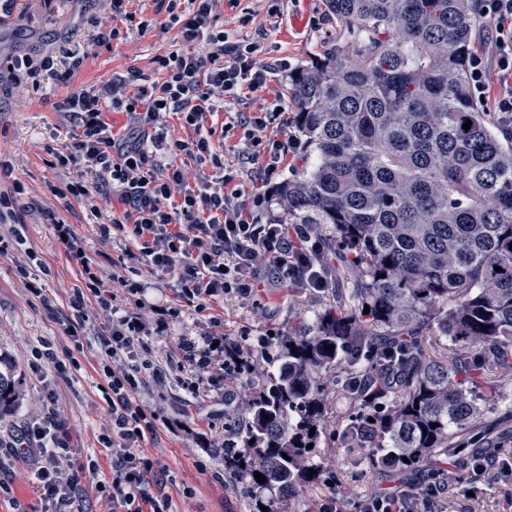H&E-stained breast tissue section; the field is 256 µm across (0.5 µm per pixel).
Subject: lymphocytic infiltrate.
Here are the masks:
<instances>
[{
  "label": "lymphocytic infiltrate",
  "mask_w": 512,
  "mask_h": 512,
  "mask_svg": "<svg viewBox=\"0 0 512 512\" xmlns=\"http://www.w3.org/2000/svg\"><path fill=\"white\" fill-rule=\"evenodd\" d=\"M215 0H167L169 26L178 28L180 45L154 59L157 80L140 85V73L113 77L100 91H73L53 109L73 124L76 134L69 151L57 154L61 166L74 167L76 177L66 186L75 201L100 215L99 204L118 196L122 212L104 216L97 226L102 239L113 231L130 230L134 248L126 249L127 273L113 280L134 307L120 311L105 287L98 264L84 248L85 239L73 225L56 221L52 229L79 266L81 285L70 299L64 333L82 347L79 330L88 301H96L107 320L99 338L103 375L111 392L112 512H171L168 480L155 459L138 452L143 434L155 430L156 414L141 405L137 393L144 382L138 363L146 348L148 325L138 305L144 284L134 281L139 267L175 274L174 288L186 305H204L227 296L253 299L256 271L269 267L277 284L313 293L329 286L323 246L309 225L258 223L252 212L270 207L269 193L244 201L237 187V170L227 169L224 149L214 140L208 115L216 104L235 107L223 134L238 133L247 144L242 164H256L264 180H272L286 153H297L301 141L268 137L269 127L289 126L281 99H267L264 91L272 75L287 71L286 60L261 61L260 42L232 40L216 28ZM477 12L489 22L467 58L473 99L492 98L499 130L512 135V0H480ZM138 92H130L132 83ZM250 111H243V104ZM127 113L130 130L114 136L105 122V108ZM178 115L188 139H174L160 122L163 114ZM194 158L210 173L188 177L177 165L179 155ZM102 215V214H101ZM219 334L203 332L182 341L183 366L192 373L193 396L208 392L221 380L238 377L243 367L224 355ZM48 405L35 420L18 427L8 446L17 456L33 459L34 479L42 512H75L81 478L64 468L74 444L55 406L53 389H46ZM446 479L409 485L357 503L355 512H437Z\"/></svg>",
  "instance_id": "f902f5d3"
}]
</instances>
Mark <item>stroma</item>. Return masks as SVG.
<instances>
[{
	"mask_svg": "<svg viewBox=\"0 0 512 512\" xmlns=\"http://www.w3.org/2000/svg\"><path fill=\"white\" fill-rule=\"evenodd\" d=\"M278 14H271L267 0H239L229 8L225 0L215 6L217 28L238 39H258L267 57L287 60L291 69L310 65L317 52L335 44L339 27L326 8V0H279ZM129 11L148 20L147 29L131 28L120 41L99 44L94 40L96 23L105 19L101 0H14L10 13L0 19V54L48 55L60 47L78 52L83 64L69 85L59 84L48 73L0 76V142L9 147L0 155L9 171L0 176V191L10 192L21 182L24 200L36 202V210L24 213L25 241L17 243L10 225L0 223V356L9 359L20 385L21 400L10 412L0 415V436L24 421L38 416L44 407L43 383L29 368L32 354L51 343L64 351L70 342L63 320L69 300L80 284L77 264L70 261L51 229L52 219L75 226L86 239L87 252L99 263L104 277L118 269L132 241L127 233L114 232L102 240L95 219L81 204L65 205L59 192L74 173L58 165L56 153L65 151L74 133L52 104L67 91L101 87L112 75L136 71L153 76L155 56L173 50L177 29L165 28L168 19L157 0H130ZM35 277L37 291H30L19 267ZM256 300L224 298L204 310L184 308L181 316L162 333L148 337L147 361L161 366L163 379L148 378L140 391L143 403L158 415L154 437L145 439L143 450L158 458L172 476L169 486L174 512H246L243 499L224 474V459L209 447L226 438L224 425L243 414L246 402L258 383L257 370L267 362L256 339L268 333H284L295 325L312 322L321 307L333 301L334 288L308 294L292 286L269 287L271 273L259 267ZM89 318L83 326L84 349L78 353L80 367L67 378L56 380V409L64 420L83 463L96 469L82 480L83 512H112L108 484L112 482L109 459L102 436L111 428V416L102 382V357L97 342L103 320L96 303H89ZM210 330L225 341L238 344L241 357L253 373L234 383H219L203 396L186 403L183 372L180 370L183 338L197 337ZM495 393L482 406L473 426L480 448L512 450V369H497L492 377ZM358 406L337 395L328 409L331 435L321 446L324 476L306 484L285 500L287 512H318L328 493L326 482L336 479L349 498L365 499L391 487L424 481L429 467L415 474H402L370 466L369 446L356 441L350 427ZM28 462L0 456V480L10 483L12 498H0V512H14L15 503L36 504L38 496L29 476ZM512 487L485 477L472 491L449 486L440 504L441 512H505Z\"/></svg>",
	"mask_w": 512,
	"mask_h": 512,
	"instance_id": "obj_1",
	"label": "stroma"
}]
</instances>
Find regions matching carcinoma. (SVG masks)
<instances>
[{"label": "carcinoma", "instance_id": "obj_1", "mask_svg": "<svg viewBox=\"0 0 512 512\" xmlns=\"http://www.w3.org/2000/svg\"><path fill=\"white\" fill-rule=\"evenodd\" d=\"M326 2L342 39L288 78L315 165L279 184L272 218L324 225L342 289L312 323L258 337L268 369L241 445L223 449L249 512H286L282 498L319 478L325 375L341 372L361 402L353 427L374 437L371 461L409 470L465 460L482 372L512 367V139L469 93L473 0ZM429 337L449 359L427 355ZM19 399L0 360V410Z\"/></svg>", "mask_w": 512, "mask_h": 512}]
</instances>
